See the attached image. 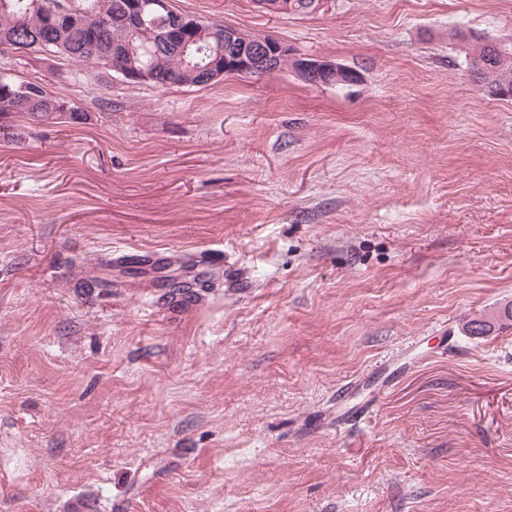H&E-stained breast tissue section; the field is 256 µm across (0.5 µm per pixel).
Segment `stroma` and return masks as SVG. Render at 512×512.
Here are the masks:
<instances>
[{
	"label": "stroma",
	"mask_w": 512,
	"mask_h": 512,
	"mask_svg": "<svg viewBox=\"0 0 512 512\" xmlns=\"http://www.w3.org/2000/svg\"><path fill=\"white\" fill-rule=\"evenodd\" d=\"M171 5L360 80L0 53L91 116L0 121V512H512V326L462 330L512 303V98L452 35L512 42V0ZM208 248L186 306L72 265Z\"/></svg>",
	"instance_id": "1"
}]
</instances>
